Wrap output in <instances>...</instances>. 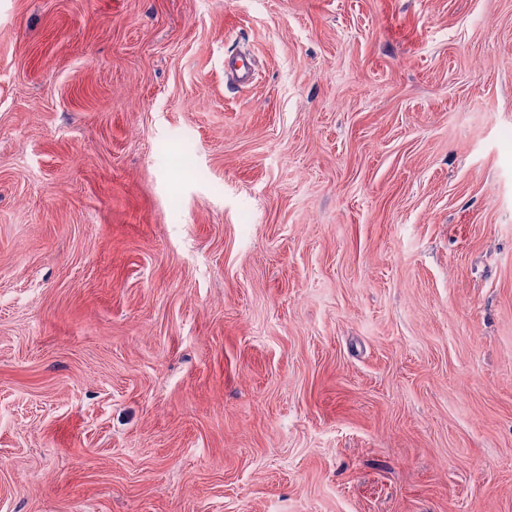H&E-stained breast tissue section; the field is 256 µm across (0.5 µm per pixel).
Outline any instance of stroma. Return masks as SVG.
Segmentation results:
<instances>
[{"label": "stroma", "mask_w": 512, "mask_h": 512, "mask_svg": "<svg viewBox=\"0 0 512 512\" xmlns=\"http://www.w3.org/2000/svg\"><path fill=\"white\" fill-rule=\"evenodd\" d=\"M0 512H512V0H0ZM224 68L239 84L251 82L254 74L252 60L246 53H240L225 59Z\"/></svg>", "instance_id": "obj_1"}]
</instances>
